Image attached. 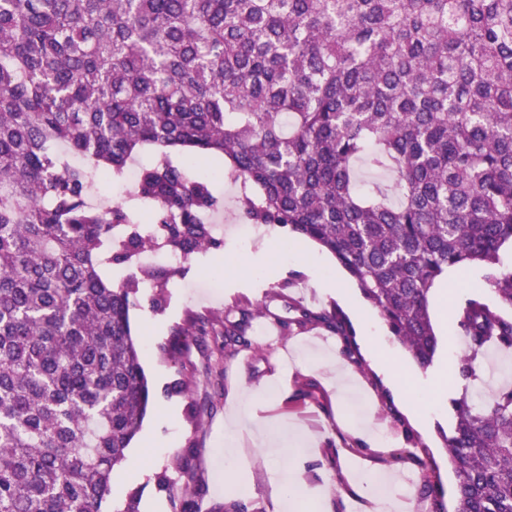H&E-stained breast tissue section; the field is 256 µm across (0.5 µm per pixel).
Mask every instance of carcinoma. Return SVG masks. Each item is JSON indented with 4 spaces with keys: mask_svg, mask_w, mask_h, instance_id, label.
<instances>
[{
    "mask_svg": "<svg viewBox=\"0 0 512 512\" xmlns=\"http://www.w3.org/2000/svg\"><path fill=\"white\" fill-rule=\"evenodd\" d=\"M190 157L224 160L248 223L331 254L418 368L450 267L484 271L454 310L456 379L512 349V0H0V512H101L112 494L154 398L135 296L181 272L140 255L221 246ZM133 165L134 206L90 201ZM361 167L390 187L359 190ZM112 263L132 268L121 284ZM236 308L227 347L261 315ZM293 310L282 330L321 324L352 358L345 315ZM210 324L189 317L171 348ZM195 379L182 363L172 391ZM450 404L457 512H512V387ZM113 512H140V490Z\"/></svg>",
    "mask_w": 512,
    "mask_h": 512,
    "instance_id": "1",
    "label": "carcinoma"
}]
</instances>
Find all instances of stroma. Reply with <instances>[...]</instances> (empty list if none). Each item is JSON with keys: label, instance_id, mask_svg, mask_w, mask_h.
Returning a JSON list of instances; mask_svg holds the SVG:
<instances>
[{"label": "stroma", "instance_id": "obj_1", "mask_svg": "<svg viewBox=\"0 0 512 512\" xmlns=\"http://www.w3.org/2000/svg\"><path fill=\"white\" fill-rule=\"evenodd\" d=\"M224 209L215 235L219 249L198 254L182 266L181 275L165 288H143L132 323L142 345V363L155 394L133 448L141 452L138 467L122 466L113 478L110 502L102 512H112L133 488L142 493L141 512H173L167 492L159 490L156 473L172 469L175 455L191 452L189 496L197 512L243 501L254 512H273L277 498L288 492V473H304L308 492L306 512H366L377 502L368 473L389 474L400 480L397 496L400 512H456V477L443 446L441 433L448 430L453 413L450 403L432 396L438 372L453 365L460 351L455 331L441 333L442 343L433 365L425 371L412 363L404 348L388 333L357 284L346 270L315 243H287L288 232L264 227L259 240L245 245L235 238L240 224L229 182H216ZM239 269L224 273L225 263ZM246 298L267 311L291 316L292 305L314 311L349 313L351 303H360L372 324H354L356 336L370 333L395 364L403 380L401 393H394L384 375L370 360L353 367L355 386L347 398H339L330 369L342 343L322 326L293 329L291 335H263L264 318L253 320L247 332L249 350L230 356L224 352V319H237L234 304ZM215 318L213 331L192 337L181 354L168 356L164 348L171 329L188 314ZM193 363L196 383L185 394H169L180 363ZM312 384L311 396L299 398L298 382ZM512 384V351L490 349L481 361L470 395L491 399L500 387ZM240 415L238 452L224 453V419L229 412ZM372 420L378 437L390 445L381 450L360 449L353 444L352 430L360 421ZM298 436L322 462L310 468L305 450L293 456H268L262 447L271 436ZM408 448L426 461V468L393 462L395 449ZM234 471L238 485L224 491L225 471ZM439 480L441 501L423 496V475Z\"/></svg>", "mask_w": 512, "mask_h": 512}]
</instances>
